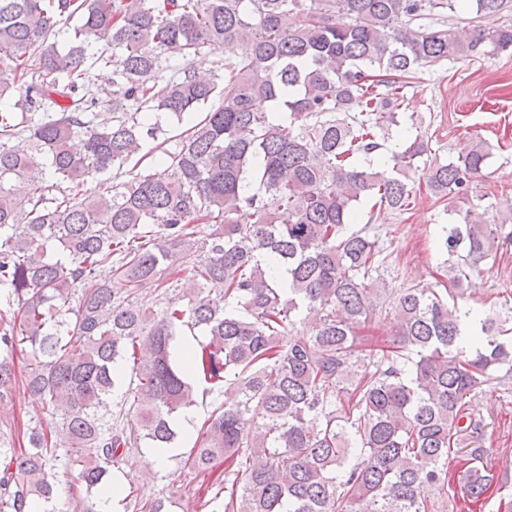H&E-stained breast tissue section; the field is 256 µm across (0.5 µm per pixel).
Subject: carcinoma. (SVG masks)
Masks as SVG:
<instances>
[{
  "label": "carcinoma",
  "mask_w": 512,
  "mask_h": 512,
  "mask_svg": "<svg viewBox=\"0 0 512 512\" xmlns=\"http://www.w3.org/2000/svg\"><path fill=\"white\" fill-rule=\"evenodd\" d=\"M484 18L504 0H475ZM457 0H0V348L30 347L23 388L60 417L29 448H0V512H95L131 442L167 448L197 396L224 404L204 421L187 473L224 484L210 512H438L451 449L479 423L466 404L512 371V315L467 302L470 272L500 225L468 209L441 227L444 292L383 294L377 215L408 210L413 180L465 199L491 155L455 160L421 135L394 138L401 89L444 61L512 47V25L461 35L418 24ZM79 17L65 49L58 26ZM236 44L201 78L173 62ZM112 67L104 115L90 87ZM175 119L188 128L155 170L91 191ZM367 222L352 229L358 205ZM182 254V281L168 278ZM107 267L110 275L96 280ZM155 297L159 309L144 307ZM395 338L360 333L379 312ZM310 323L294 333L297 316ZM481 334L464 340L461 319ZM207 342L177 357L176 337ZM132 364L136 424L109 404ZM16 388L0 360V400ZM79 466L58 503V450ZM224 464V475H215ZM494 477L470 470L478 504Z\"/></svg>",
  "instance_id": "carcinoma-1"
}]
</instances>
